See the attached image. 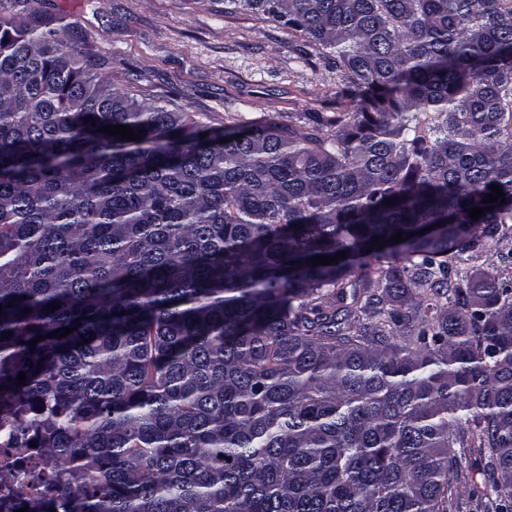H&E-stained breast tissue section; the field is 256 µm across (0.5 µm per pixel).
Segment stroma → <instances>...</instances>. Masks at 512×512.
Segmentation results:
<instances>
[{
  "mask_svg": "<svg viewBox=\"0 0 512 512\" xmlns=\"http://www.w3.org/2000/svg\"><path fill=\"white\" fill-rule=\"evenodd\" d=\"M36 15L88 44L113 84L224 125L297 123L344 109L332 56L300 33L222 0H37Z\"/></svg>",
  "mask_w": 512,
  "mask_h": 512,
  "instance_id": "1",
  "label": "stroma"
}]
</instances>
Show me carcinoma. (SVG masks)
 <instances>
[{
  "label": "carcinoma",
  "instance_id": "cac0c4a2",
  "mask_svg": "<svg viewBox=\"0 0 512 512\" xmlns=\"http://www.w3.org/2000/svg\"><path fill=\"white\" fill-rule=\"evenodd\" d=\"M29 2L0 13V416L33 412L40 512H451L463 420L498 473L471 497L512 512V282L458 267L512 224V0H224L352 107L204 138Z\"/></svg>",
  "mask_w": 512,
  "mask_h": 512
}]
</instances>
